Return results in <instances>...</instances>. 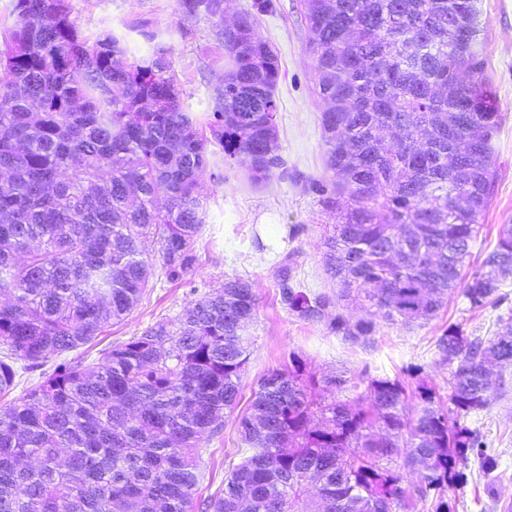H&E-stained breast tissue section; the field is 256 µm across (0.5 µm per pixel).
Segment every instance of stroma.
I'll list each match as a JSON object with an SVG mask.
<instances>
[{
  "instance_id": "35a3bbf8",
  "label": "stroma",
  "mask_w": 512,
  "mask_h": 512,
  "mask_svg": "<svg viewBox=\"0 0 512 512\" xmlns=\"http://www.w3.org/2000/svg\"><path fill=\"white\" fill-rule=\"evenodd\" d=\"M71 17L84 36L115 34L128 47L127 58L148 56L145 37L154 32L169 50L172 73L187 111L207 120L224 69L219 18L205 11L185 16L180 0H68ZM272 12L260 16L259 32L276 48L281 62L277 86L278 152L288 165L287 179L251 183L245 168L214 152L198 192L205 224L196 243L197 266L178 283L154 281L138 306L122 322L112 324L93 341L69 352L71 360L97 362L112 346L140 335L159 320L176 318L191 301L215 292L226 278L253 282L258 295L250 358L242 378L240 409H247L259 379L286 369L293 356L303 357L316 376L340 374L360 380L386 376L406 389V410L414 412L416 389L425 382L440 397L448 395L449 370L440 363L435 338L449 326L464 335H488L497 312L471 309L461 290L448 296L437 317L409 326L381 324L368 349L344 343L319 326L304 323L278 300L275 268L293 254V279L314 291L334 293L336 281L325 265V239L339 223L336 209L313 194V180L328 177L327 146L321 113L324 104L314 92V62L308 49L300 0H273ZM481 45L486 74L497 99L500 127L496 137L498 178L491 203L481 218L483 232L472 248L470 267L491 250L503 225H512V0H480ZM299 234H292L293 226ZM492 442L499 455L497 495L486 492L487 479L476 459L463 468L465 481L452 496L454 512H512V391L492 398L488 408L469 419ZM239 446L234 417H226L220 434L208 444L210 456L199 496L224 487L226 457Z\"/></svg>"
}]
</instances>
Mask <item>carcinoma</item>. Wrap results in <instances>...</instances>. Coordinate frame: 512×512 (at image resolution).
I'll return each instance as SVG.
<instances>
[{
  "mask_svg": "<svg viewBox=\"0 0 512 512\" xmlns=\"http://www.w3.org/2000/svg\"><path fill=\"white\" fill-rule=\"evenodd\" d=\"M327 167L312 192L343 211L326 240L339 293L292 283L280 304L351 345L378 320L435 317L454 289L472 309L498 308L512 280V225L462 275L497 179L500 112L485 76L477 0H302ZM224 23V75L203 132L171 75L168 48L124 61L122 39L84 37L66 0H11L0 36V394L124 320L152 279L192 271L203 224L199 181L209 146L246 163L255 183L285 176L277 152V50L258 30L271 0L225 18L226 0H181ZM153 239L159 259L145 250ZM357 302L353 318L340 301ZM258 297L224 288L109 349L61 362L0 409V512H396L413 498L452 512L461 461L498 468L461 419L508 392L512 309L490 336L448 327V401L417 387L407 416L400 382L316 378L299 358L263 376L236 426L247 455L228 461L224 491L200 498L205 439L237 409ZM496 360L497 389L481 376ZM418 471L413 491L387 466L396 449Z\"/></svg>",
  "mask_w": 512,
  "mask_h": 512,
  "instance_id": "1",
  "label": "carcinoma"
}]
</instances>
